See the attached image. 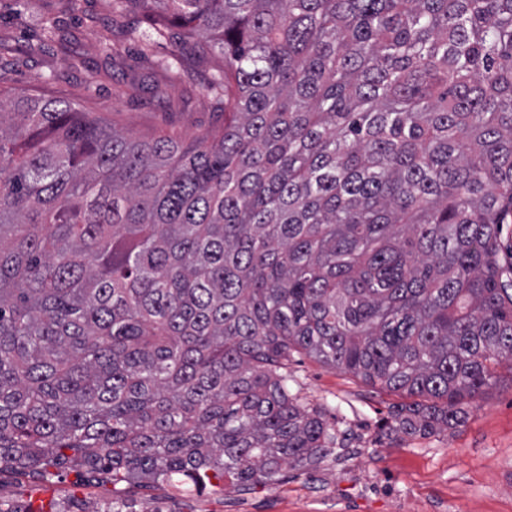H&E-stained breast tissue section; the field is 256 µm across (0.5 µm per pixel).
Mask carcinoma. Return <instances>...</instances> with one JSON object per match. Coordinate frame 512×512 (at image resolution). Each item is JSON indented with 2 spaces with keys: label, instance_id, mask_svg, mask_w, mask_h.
Instances as JSON below:
<instances>
[{
  "label": "carcinoma",
  "instance_id": "cac0c4a2",
  "mask_svg": "<svg viewBox=\"0 0 512 512\" xmlns=\"http://www.w3.org/2000/svg\"><path fill=\"white\" fill-rule=\"evenodd\" d=\"M222 127L0 87V468L242 487L335 437L303 353L453 429L512 371V0H135Z\"/></svg>",
  "mask_w": 512,
  "mask_h": 512
}]
</instances>
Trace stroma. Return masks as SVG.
Here are the masks:
<instances>
[{
	"label": "stroma",
	"mask_w": 512,
	"mask_h": 512,
	"mask_svg": "<svg viewBox=\"0 0 512 512\" xmlns=\"http://www.w3.org/2000/svg\"><path fill=\"white\" fill-rule=\"evenodd\" d=\"M115 0H0V73L16 92L73 103L137 135L174 130L185 141L220 127L201 88L224 68L219 52L183 42L179 28L151 45L124 40L147 29L144 11ZM56 24L57 40L43 36ZM288 370L303 402L322 410L333 448L318 463L283 469L242 490L205 484L113 482L68 468L43 478L0 470V503L52 512H103L123 500L136 512H512V372L468 402L460 427L426 438L390 434L403 397L296 353Z\"/></svg>",
	"instance_id": "obj_1"
}]
</instances>
